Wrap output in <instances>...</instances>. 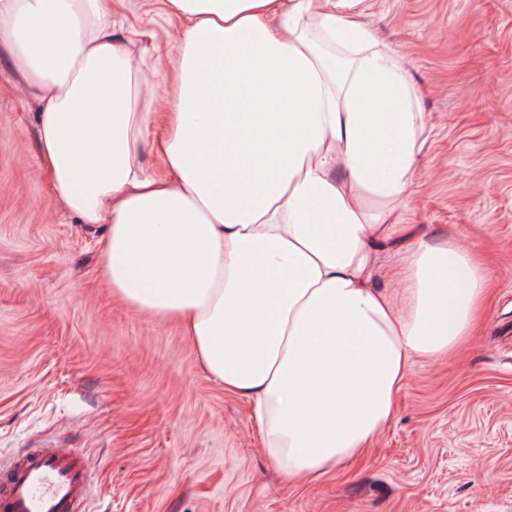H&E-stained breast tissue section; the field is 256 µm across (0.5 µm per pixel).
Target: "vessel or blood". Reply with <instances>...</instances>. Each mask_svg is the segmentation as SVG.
<instances>
[{
  "instance_id": "b4317fda",
  "label": "vessel or blood",
  "mask_w": 512,
  "mask_h": 512,
  "mask_svg": "<svg viewBox=\"0 0 512 512\" xmlns=\"http://www.w3.org/2000/svg\"><path fill=\"white\" fill-rule=\"evenodd\" d=\"M91 464L72 448H38L11 462L0 512H86Z\"/></svg>"
}]
</instances>
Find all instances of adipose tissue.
I'll return each mask as SVG.
<instances>
[{
  "instance_id": "ef3b65f1",
  "label": "adipose tissue",
  "mask_w": 512,
  "mask_h": 512,
  "mask_svg": "<svg viewBox=\"0 0 512 512\" xmlns=\"http://www.w3.org/2000/svg\"><path fill=\"white\" fill-rule=\"evenodd\" d=\"M163 4L176 53L150 76L112 0H0V47L62 204L107 227L102 279L181 323L267 458L313 480L384 431L415 360L463 347L486 273L403 221L425 126L354 0Z\"/></svg>"
}]
</instances>
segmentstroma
I'll list each match as a JSON object with an SVG mask.
<instances>
[{"label": "stroma", "instance_id": "stroma-1", "mask_svg": "<svg viewBox=\"0 0 512 512\" xmlns=\"http://www.w3.org/2000/svg\"><path fill=\"white\" fill-rule=\"evenodd\" d=\"M361 19L424 117L407 221L472 245L487 273L470 344L417 362L362 455L288 481L249 401L209 378L190 338L113 299L105 227L60 203L38 105L0 54V459L83 449L88 512H512V0H364ZM116 21L151 62L173 29L158 0Z\"/></svg>", "mask_w": 512, "mask_h": 512}]
</instances>
